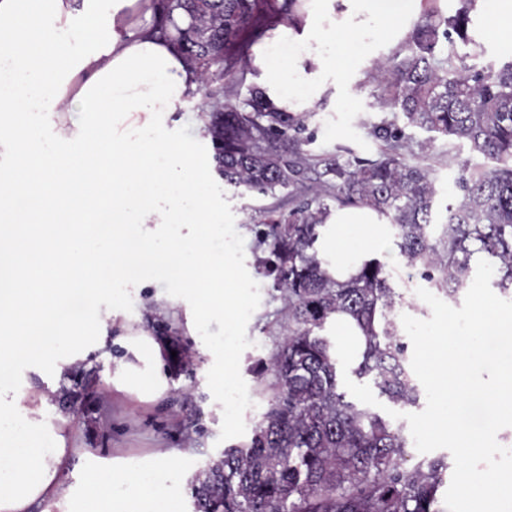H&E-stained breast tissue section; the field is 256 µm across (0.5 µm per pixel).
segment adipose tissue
I'll use <instances>...</instances> for the list:
<instances>
[{"label":"adipose tissue","instance_id":"adipose-tissue-1","mask_svg":"<svg viewBox=\"0 0 512 512\" xmlns=\"http://www.w3.org/2000/svg\"><path fill=\"white\" fill-rule=\"evenodd\" d=\"M422 0H297L252 48L250 73L270 108L314 111L339 78L377 45L401 42ZM487 37L512 45V0H477ZM160 0H0V512H182L158 469L131 475L90 450L65 445L46 423L45 394L19 387L18 366L70 388L95 352L111 345V318L82 322L70 304L96 305L144 256L170 271L189 322L216 314L233 328L246 303L214 265L206 157L164 128L198 72L156 31ZM336 277L371 257L386 216L332 210ZM144 224H192V239L147 243ZM114 378L154 394L165 385L161 345L120 341ZM49 392V393H50ZM93 459L79 502L63 486L73 458Z\"/></svg>","mask_w":512,"mask_h":512}]
</instances>
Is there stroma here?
Wrapping results in <instances>:
<instances>
[{"label":"stroma","mask_w":512,"mask_h":512,"mask_svg":"<svg viewBox=\"0 0 512 512\" xmlns=\"http://www.w3.org/2000/svg\"><path fill=\"white\" fill-rule=\"evenodd\" d=\"M372 62H365L352 77L356 93L352 109L333 110L331 101L320 102L303 119L304 137L311 141L314 154L329 157L337 147L348 146L359 156L377 157L380 145L370 135L371 123L384 113L376 106L367 84ZM225 84L210 83L196 95L184 98L177 112L165 121L168 134L205 156H213L211 141L197 137L199 127L208 125L215 102L223 100ZM407 152L422 156L437 172L436 186L441 194L453 191L469 157L466 147H451L434 133L398 119ZM213 202L221 213L222 238L216 239L218 257L231 259L238 285L247 296L248 312L237 322L233 334L236 373L234 387L251 403L237 412L232 421L220 420L211 396V378L200 362L202 339L219 342L224 335L221 317H212L202 335L191 334L177 288L170 274L146 268L137 278L118 281L122 303L112 322L113 337L139 335L168 339L163 355L168 387L159 397L143 400L136 394L117 389L105 380L110 359L120 358L123 350L116 342L96 354L92 370L81 374L77 386L66 396H50L45 413L52 422H65L68 445L90 448L101 457L143 460L175 454L180 471L192 475L213 461L225 447L247 440L265 409L257 395V382L251 364L268 357L281 340V324L286 321L287 302L283 293L264 277L261 267L269 251L261 239L265 229V208H289L306 195L305 186L292 193L270 198L255 191L226 185L220 174H213ZM381 244L377 252L387 264L391 281L402 296L397 314L425 320L431 309L415 293L425 281L418 269L402 259L394 244L391 225L379 227Z\"/></svg>","instance_id":"35a3bbf8"}]
</instances>
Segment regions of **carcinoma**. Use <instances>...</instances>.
<instances>
[{
    "label": "carcinoma",
    "mask_w": 512,
    "mask_h": 512,
    "mask_svg": "<svg viewBox=\"0 0 512 512\" xmlns=\"http://www.w3.org/2000/svg\"><path fill=\"white\" fill-rule=\"evenodd\" d=\"M295 2L162 0L161 33L204 82L229 79L224 106L208 125L224 182L275 198L314 175L303 202L286 213L266 211L263 275L288 300L287 329L272 354L251 366L266 401L260 420L247 441L196 474L194 512H439L448 457L408 464L403 428L348 398L328 334L336 317H349L360 333L349 373L395 405L418 404L387 265L365 259L339 280L316 243L332 205L367 206L390 219L399 255L423 269L429 287L454 299L485 260L493 286L512 296V59L476 63L484 48L471 33L475 0H458L451 15L436 6L424 11L373 66L372 97L392 118L371 134L387 148L373 160L343 147L318 158L288 136L303 124L270 110L257 87L240 100L242 62L255 38ZM460 45L468 51L459 53ZM400 115L481 159L464 164L442 224L434 222V170L407 159Z\"/></svg>",
    "instance_id": "carcinoma-1"
}]
</instances>
